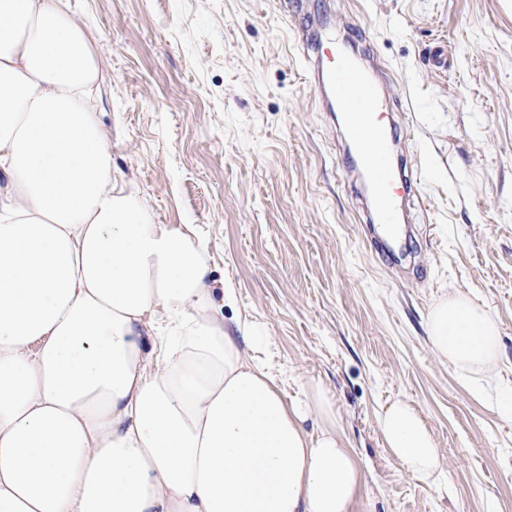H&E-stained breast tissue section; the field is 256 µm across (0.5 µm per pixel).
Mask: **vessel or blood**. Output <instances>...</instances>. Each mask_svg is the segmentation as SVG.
Returning a JSON list of instances; mask_svg holds the SVG:
<instances>
[{"label": "vessel or blood", "instance_id": "b4317fda", "mask_svg": "<svg viewBox=\"0 0 512 512\" xmlns=\"http://www.w3.org/2000/svg\"><path fill=\"white\" fill-rule=\"evenodd\" d=\"M300 48L323 111L341 116L342 152L365 187L371 221L379 226L369 243L386 261H393L409 237L401 227L404 211L408 204L422 201L420 178L407 162L389 164L390 140L411 134L409 119L389 107L379 93L388 73L355 61L335 30L302 38Z\"/></svg>", "mask_w": 512, "mask_h": 512}]
</instances>
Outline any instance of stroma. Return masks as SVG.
Segmentation results:
<instances>
[{"label": "stroma", "mask_w": 512, "mask_h": 512, "mask_svg": "<svg viewBox=\"0 0 512 512\" xmlns=\"http://www.w3.org/2000/svg\"><path fill=\"white\" fill-rule=\"evenodd\" d=\"M102 61L112 166L162 224H197L226 321L266 326L289 373L334 397L362 481L353 512H512V0H71ZM356 24L422 170L412 244L428 279L381 266L358 220L362 187L336 165L298 53L301 17ZM450 49L447 74L428 50ZM474 297L501 325L504 368L474 390L430 350L442 297ZM412 402L447 492L385 450L377 415Z\"/></svg>", "instance_id": "35a3bbf8"}]
</instances>
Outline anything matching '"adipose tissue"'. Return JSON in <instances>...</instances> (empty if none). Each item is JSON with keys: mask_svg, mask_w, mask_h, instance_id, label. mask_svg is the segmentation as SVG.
Listing matches in <instances>:
<instances>
[{"mask_svg": "<svg viewBox=\"0 0 512 512\" xmlns=\"http://www.w3.org/2000/svg\"><path fill=\"white\" fill-rule=\"evenodd\" d=\"M103 67L61 0H0V512H352L361 472L332 396L272 366L264 325L226 324L197 224L120 183L92 100ZM428 344L494 378L501 327L473 298L431 308ZM378 428L440 483L415 407Z\"/></svg>", "mask_w": 512, "mask_h": 512, "instance_id": "adipose-tissue-1", "label": "adipose tissue"}]
</instances>
